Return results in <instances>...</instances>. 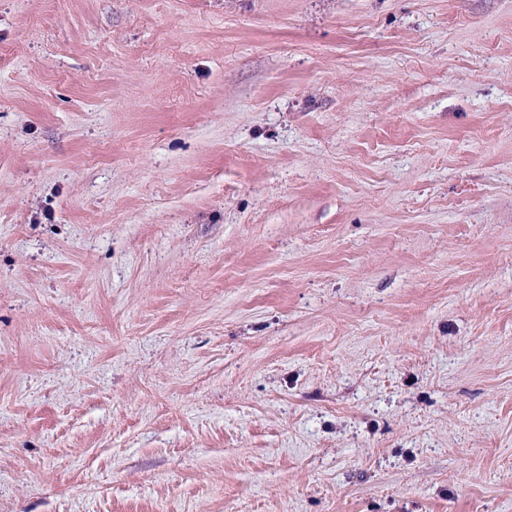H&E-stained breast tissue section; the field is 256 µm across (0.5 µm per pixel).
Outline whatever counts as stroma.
<instances>
[{"label":"stroma","mask_w":512,"mask_h":512,"mask_svg":"<svg viewBox=\"0 0 512 512\" xmlns=\"http://www.w3.org/2000/svg\"><path fill=\"white\" fill-rule=\"evenodd\" d=\"M0 512H512V0H0Z\"/></svg>","instance_id":"stroma-1"}]
</instances>
